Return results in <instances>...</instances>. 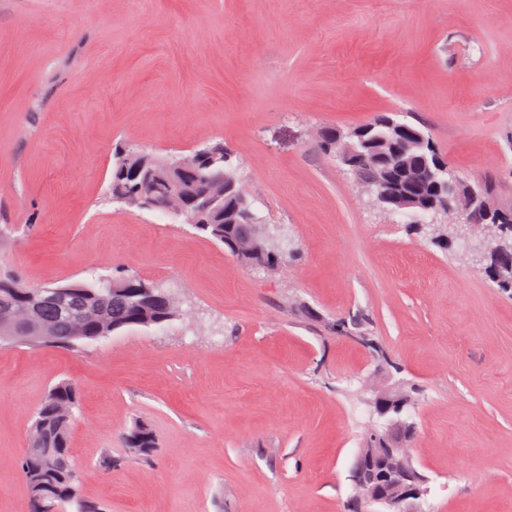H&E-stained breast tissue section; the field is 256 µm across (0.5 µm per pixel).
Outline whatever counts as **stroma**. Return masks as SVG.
Here are the masks:
<instances>
[{"mask_svg": "<svg viewBox=\"0 0 512 512\" xmlns=\"http://www.w3.org/2000/svg\"><path fill=\"white\" fill-rule=\"evenodd\" d=\"M385 113L512 205V0H0V272L137 276L180 305L75 351L0 345V512H31L19 463L62 380L105 512H381L352 469L388 385L414 397L420 512H512V296L320 147ZM216 140L291 241L275 267L106 199L116 145ZM127 447L140 455H149L156 442L152 431L143 424L136 425L124 437Z\"/></svg>", "mask_w": 512, "mask_h": 512, "instance_id": "35a3bbf8", "label": "stroma"}]
</instances>
